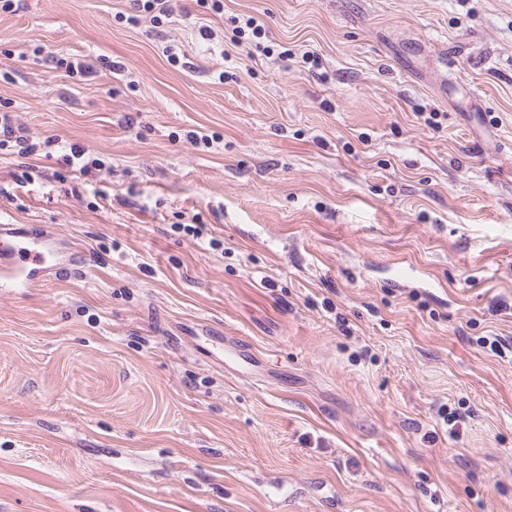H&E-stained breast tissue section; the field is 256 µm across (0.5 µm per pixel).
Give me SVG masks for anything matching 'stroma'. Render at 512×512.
<instances>
[{
    "label": "stroma",
    "mask_w": 512,
    "mask_h": 512,
    "mask_svg": "<svg viewBox=\"0 0 512 512\" xmlns=\"http://www.w3.org/2000/svg\"><path fill=\"white\" fill-rule=\"evenodd\" d=\"M173 7L0 12V103L111 166L0 149V222L95 258L0 291V512H512V0ZM130 12L121 18L126 22L138 25L141 19L149 18V21L160 24L170 19L173 9L170 0H132ZM234 30V38H231V41L235 47H241L244 44V41H246L247 44L252 45L256 39H261L266 35L265 25L259 18L254 16H249L246 19L244 26H236ZM55 68L65 69L77 81H91L96 77L95 67L69 53L52 57Z\"/></svg>",
    "instance_id": "1"
}]
</instances>
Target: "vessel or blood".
I'll list each match as a JSON object with an SVG mask.
<instances>
[{
	"mask_svg": "<svg viewBox=\"0 0 512 512\" xmlns=\"http://www.w3.org/2000/svg\"><path fill=\"white\" fill-rule=\"evenodd\" d=\"M84 252L53 227L0 223V290L18 293L41 288L75 266L85 265Z\"/></svg>",
	"mask_w": 512,
	"mask_h": 512,
	"instance_id": "b4317fda",
	"label": "vessel or blood"
}]
</instances>
